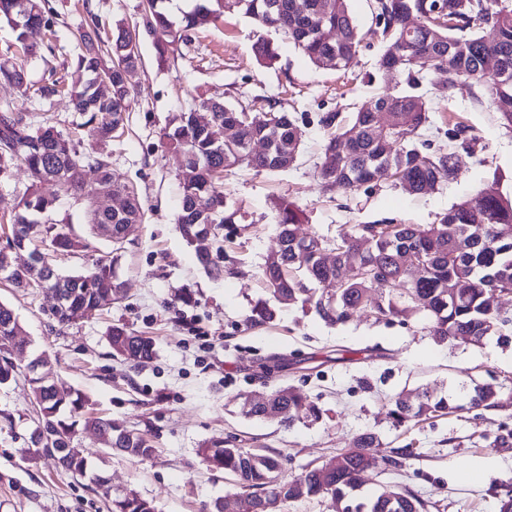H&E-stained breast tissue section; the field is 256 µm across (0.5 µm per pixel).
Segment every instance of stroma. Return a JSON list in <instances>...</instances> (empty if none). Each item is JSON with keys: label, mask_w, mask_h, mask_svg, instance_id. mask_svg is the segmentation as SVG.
Instances as JSON below:
<instances>
[{"label": "stroma", "mask_w": 512, "mask_h": 512, "mask_svg": "<svg viewBox=\"0 0 512 512\" xmlns=\"http://www.w3.org/2000/svg\"><path fill=\"white\" fill-rule=\"evenodd\" d=\"M49 3L51 30L30 35L39 53L15 52L29 95L19 98L15 88L0 83V106L11 104L33 125L47 120L66 132L81 115L66 96H43L41 87L70 72L80 47L78 30L89 15H97L107 31L119 20L133 25L141 20V0ZM350 8L363 41L345 72L315 67L275 33L270 39L278 56L271 66L259 65L252 50L258 27L234 13L200 29L163 65L156 52L162 34H142L141 63L129 76L136 96L123 132L109 141L88 137L83 144L110 155L113 172L142 199L144 219L131 226L118 266L124 299L60 329L48 319L51 295L36 288L19 293L0 283V302L14 309L23 340L47 358L54 376L83 393L86 411L151 438L157 453L146 460L103 454L90 431L79 432L75 445L103 456L113 484L153 500L157 512H207L216 499L233 498V477L207 470L199 457L203 443L225 439L281 454V473L290 480L352 447L360 434L373 433L380 446L361 476L364 492L403 490L426 501L428 512H499L512 488V441H495L499 435L512 438V403L491 409L469 403L478 384L512 394V343L495 335L477 345L441 343L415 311L380 321L360 311L331 325L308 303L279 306L276 319L262 326L249 320L255 304L270 298L261 274L278 247V200L307 214L300 232L333 241L358 224L434 223L496 175L502 192L512 195V132L499 126L488 101L467 80L447 99H432L422 131L423 141L435 149L448 145V134L457 127L475 135L454 179L424 194L390 181L354 192L322 188L321 116L336 112L350 120L356 106L385 87L404 84L399 76L386 83L377 77L382 43L374 0H350ZM209 97L280 103L301 139L298 158L287 170L238 168L225 177L223 192L234 221L222 230L224 275L218 280L207 275L195 247L177 229L180 162L161 145L171 120ZM30 185L22 166L0 177V248L11 233V213ZM116 323L153 337L155 357L133 369L113 356L107 331ZM14 362L15 378L0 386V512H107L91 485L73 480L53 457L36 452L29 359L18 356ZM280 386L306 394L319 408V419L284 426L244 415L251 396ZM418 390L448 396L454 412L397 422L390 414L392 400ZM477 459L490 460V467L477 477H462L461 469Z\"/></svg>", "instance_id": "obj_1"}]
</instances>
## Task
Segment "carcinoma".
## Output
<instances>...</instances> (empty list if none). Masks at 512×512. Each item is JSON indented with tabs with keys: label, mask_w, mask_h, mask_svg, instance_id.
Instances as JSON below:
<instances>
[{
	"label": "carcinoma",
	"mask_w": 512,
	"mask_h": 512,
	"mask_svg": "<svg viewBox=\"0 0 512 512\" xmlns=\"http://www.w3.org/2000/svg\"><path fill=\"white\" fill-rule=\"evenodd\" d=\"M375 2L386 40L378 71L386 77L392 67H397L406 88L382 93L373 101L381 109L394 110L395 125L383 135L378 132L377 113L358 110L346 127L338 129L337 113L324 115V151H336L339 159L334 168L319 172V178L328 190L338 186L356 190L393 179L411 193H425L454 178L457 169L453 152H425L415 144L428 122L429 102L419 91L422 74L432 71L443 76L435 85V94L440 98L447 97L460 80L474 81L493 107L500 126L512 130V108L498 105L504 99L512 105V82L502 85L483 72L484 60L489 56L498 57L512 71V0H441L449 23L444 30L438 29L435 17L429 15L433 0ZM167 3L168 0H141L142 25H117V33L106 47L91 33L79 32L81 48L73 61L66 92L73 109L86 120L74 131L65 134L52 124L35 129L23 113L9 107L0 109V177L18 162L25 164L32 176V188L12 217V238L7 240V248L0 249V271L11 269L10 250L21 249L35 239L48 241L63 253L89 248L88 243L73 237L68 222L49 219L60 196L91 199L93 187L83 179L87 168L98 173L100 181L114 183L125 197V204L118 211L90 209L89 226L93 234H98L99 225L110 224L112 235L118 237L124 225L142 219L138 193L115 181L109 159L80 150L83 127H90V133L101 140L124 129L133 99L127 74L140 61L138 47L131 48L129 44L139 43L140 30H161L169 36L168 41L157 46L161 64L175 55L179 44L189 41L192 31L226 12L242 14L260 27L282 33L319 69L327 68L329 62L334 63L336 71L347 69L361 42L349 0H233L227 9L222 0H197L177 23L171 20ZM52 14L49 0H0V22L12 27L16 41L26 45L30 54L35 53V48L26 44L27 31L51 25ZM324 16L336 26V38L330 42L317 34ZM489 21L497 30V39L493 41L480 36ZM253 52L263 66L277 58L274 46L264 39L254 44ZM0 81L27 93L23 70L6 53L0 54ZM203 110L211 113L207 121L197 116ZM267 112L278 120L271 128L259 112H248L243 106L235 108L222 100L205 99L197 108L180 113L174 128L163 134V146L183 153L194 172L191 178L182 179L176 218L187 244L192 246L199 239L216 237L220 226L233 219L231 214L224 215V194L219 189L224 177V151L228 149L216 138L219 127L238 124L236 149L243 154V165L258 171H279L296 161L294 121L274 103H268ZM404 113L410 117L407 126L402 124ZM263 141L268 143L269 152L250 151L252 143ZM44 182L56 186V195L40 193L39 185ZM499 185L500 177L496 175L434 224L359 225L336 243L335 260L329 264L316 248L319 236L312 234L305 240L298 233L297 226L307 223L303 210L281 200L275 204L279 248L275 251L276 259L267 260L263 267L265 287L283 305L314 303L317 314L328 323L345 321L355 311L367 307L378 318L398 314L400 310L393 301L370 307L367 296L374 288L407 287L416 296L413 308L426 315L431 332L440 340L465 343L470 336L496 333L509 342L512 336L508 334V325L512 320L488 303L492 290L512 291V196L504 195ZM364 236L368 248L358 257L351 255L352 241ZM121 249V244H112V250L85 271L54 273L53 279L43 286L62 297V302L50 313L52 320L61 326L75 323L101 308V301L108 294L114 303L122 300L123 283L116 274ZM409 252L422 258L423 272L416 281L411 280L408 270L399 262V256ZM198 259L212 277L224 275V265L218 258L200 253ZM348 263L368 267L375 274L341 285V269ZM275 316V308L261 302L253 309L250 321L264 324ZM108 342L112 354L134 368L156 354L152 337L137 336L118 324L110 328ZM28 382L37 406L38 423L51 438L47 442L36 437L33 444L46 453L65 449L63 470L77 480H89L107 502L109 512H156L153 501L132 490L115 494L84 450L74 445L79 429L100 431L112 438V447L130 458L143 460L156 453L152 440L144 433L84 414L81 393L47 371L28 373ZM269 397L270 403L282 412L285 425L302 416L319 418L318 408L294 388L274 390ZM500 404L498 393L490 385L477 388L471 398L474 407L492 408ZM451 409L453 405L447 397L426 390L410 404L396 398L390 414L402 423L444 415ZM378 446L374 434L364 433L354 447L292 480L281 477V464L276 457L227 441L207 442L199 454L206 467L236 477L241 512H257L262 500L268 497L282 504L326 497L333 509L340 508L342 512H425L424 502L402 491L398 492L403 501L399 511L380 494L366 497L361 493L360 473L370 449Z\"/></svg>",
	"instance_id": "1"
}]
</instances>
